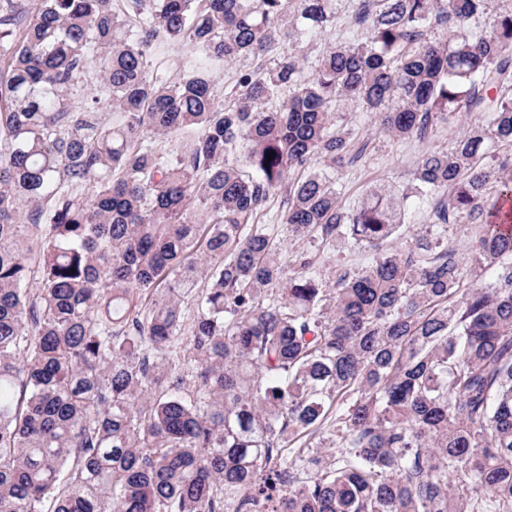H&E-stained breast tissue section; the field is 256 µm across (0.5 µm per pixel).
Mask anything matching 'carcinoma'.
<instances>
[{"label": "carcinoma", "mask_w": 512, "mask_h": 512, "mask_svg": "<svg viewBox=\"0 0 512 512\" xmlns=\"http://www.w3.org/2000/svg\"><path fill=\"white\" fill-rule=\"evenodd\" d=\"M336 2L0 0V512H512V12L353 0L311 68ZM350 104L490 120L350 205ZM336 26L328 28L324 33L308 39L303 44V53L309 65H314L319 56L330 46L340 41L358 40L364 37L352 24V6L349 1L339 2Z\"/></svg>", "instance_id": "obj_1"}]
</instances>
